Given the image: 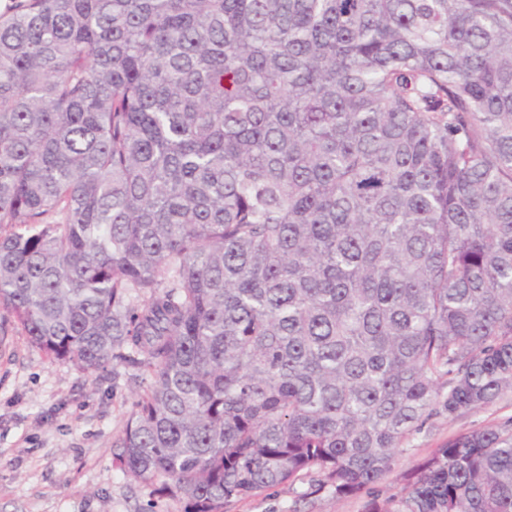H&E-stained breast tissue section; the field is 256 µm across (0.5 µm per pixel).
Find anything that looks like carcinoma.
I'll list each match as a JSON object with an SVG mask.
<instances>
[{
  "label": "carcinoma",
  "mask_w": 512,
  "mask_h": 512,
  "mask_svg": "<svg viewBox=\"0 0 512 512\" xmlns=\"http://www.w3.org/2000/svg\"><path fill=\"white\" fill-rule=\"evenodd\" d=\"M0 309L150 377L119 462L184 512L382 482L512 390V0H16ZM364 512H512V418Z\"/></svg>",
  "instance_id": "cac0c4a2"
}]
</instances>
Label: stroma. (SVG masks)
<instances>
[{
  "label": "stroma",
  "instance_id": "obj_1",
  "mask_svg": "<svg viewBox=\"0 0 512 512\" xmlns=\"http://www.w3.org/2000/svg\"><path fill=\"white\" fill-rule=\"evenodd\" d=\"M149 383L118 365L84 373L47 358L0 311V512H183L176 500L151 494L126 475L115 444ZM512 417V391L492 406L456 418L429 417L396 455L382 483L336 497L301 475L224 512H363L371 497L401 496L415 468L449 436Z\"/></svg>",
  "mask_w": 512,
  "mask_h": 512
}]
</instances>
